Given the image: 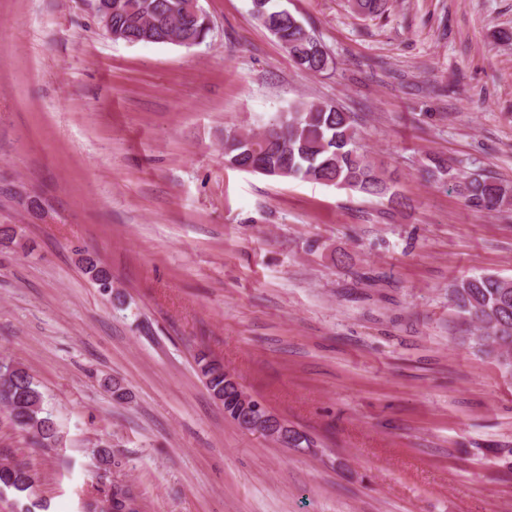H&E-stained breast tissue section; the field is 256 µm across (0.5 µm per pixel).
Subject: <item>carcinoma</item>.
Segmentation results:
<instances>
[{
    "mask_svg": "<svg viewBox=\"0 0 512 512\" xmlns=\"http://www.w3.org/2000/svg\"><path fill=\"white\" fill-rule=\"evenodd\" d=\"M98 4L112 7L116 41L174 45L178 40H192L199 45L211 33L206 13L196 20L183 14L189 0H98ZM386 5L387 0H349L350 9L362 16H380ZM252 15L281 42L297 69L322 73L332 68L333 58L318 39L292 13L279 8L277 0H252ZM224 163L254 173L260 163L262 174L268 177L336 186L403 205L393 180L360 145L354 116L332 102L298 99L261 132L224 130ZM424 172L439 185H452L477 211H512L510 182L476 173L456 175L441 157L429 159ZM84 270L99 287L110 279V272L90 257L84 259ZM448 296L462 321L475 325L484 352L511 374L512 280L475 275L453 283ZM197 363L208 389L224 394V412L234 417L238 403L234 386L225 381L224 365L205 354ZM0 406L38 446L46 447L54 440V423L45 411L43 395L25 369L13 366L0 371ZM34 486L35 478L24 465L0 464L1 488L31 493ZM90 508L138 512L135 498L121 486L100 490V498Z\"/></svg>",
    "mask_w": 512,
    "mask_h": 512,
    "instance_id": "1",
    "label": "carcinoma"
}]
</instances>
